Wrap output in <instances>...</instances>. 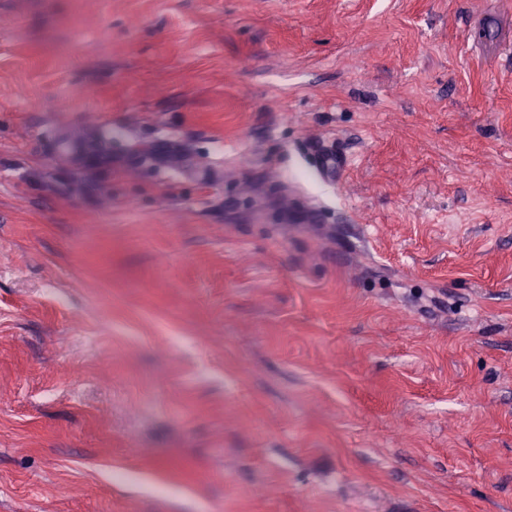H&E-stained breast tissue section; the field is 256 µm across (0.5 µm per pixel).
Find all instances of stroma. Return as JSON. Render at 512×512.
I'll return each mask as SVG.
<instances>
[{
  "label": "stroma",
  "mask_w": 512,
  "mask_h": 512,
  "mask_svg": "<svg viewBox=\"0 0 512 512\" xmlns=\"http://www.w3.org/2000/svg\"><path fill=\"white\" fill-rule=\"evenodd\" d=\"M0 512H512V0H0ZM316 172L322 177L329 178L336 172L341 173L346 169L349 158L344 154L336 153L334 150L319 149L317 151Z\"/></svg>",
  "instance_id": "obj_1"
}]
</instances>
